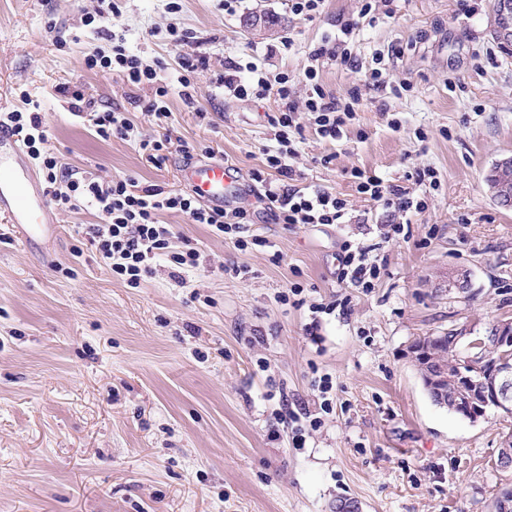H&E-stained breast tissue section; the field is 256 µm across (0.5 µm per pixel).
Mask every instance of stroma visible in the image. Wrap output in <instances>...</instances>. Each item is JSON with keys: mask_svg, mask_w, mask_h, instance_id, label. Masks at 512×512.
Wrapping results in <instances>:
<instances>
[{"mask_svg": "<svg viewBox=\"0 0 512 512\" xmlns=\"http://www.w3.org/2000/svg\"><path fill=\"white\" fill-rule=\"evenodd\" d=\"M493 0H393V14L362 25L354 64L319 63L326 90L359 89L355 120L342 138L304 124L292 162L296 188L319 185L348 200L347 224L274 223L251 199L249 234L272 249H237L177 212L161 215L172 244L196 240L203 267L176 283L170 268L130 288L113 278L85 235L88 211L55 212L51 239L25 245L13 229L0 242V512H332L336 500L361 512H492L512 470L498 451L512 415L478 421L436 406L409 353L412 341L466 322L512 319V209L490 197L486 177L512 154V53L495 38ZM118 16L85 24L97 0H0V109L20 90L46 114L51 144L68 167L102 180L179 190L186 164L179 142L201 144L238 168L243 183L275 148L279 103L236 99L213 75L231 61L301 81L310 52L355 15L358 0H325L314 20L288 0H115ZM274 17L273 30L248 28ZM197 32L207 70L191 78L196 106L171 95L157 127L115 75L84 65L109 50L103 29L125 37L174 78L184 49L169 24ZM387 53L394 97L367 84L377 52ZM128 111L144 136L169 137L162 168L135 143L100 140L74 117L59 86ZM374 172L425 195L408 215L410 235L382 247L385 271L365 292L338 281L343 241L373 244L385 211L359 196L350 171ZM432 169L436 187L415 184ZM279 261H272V253ZM74 269L73 277L58 266ZM246 276L226 274L229 266ZM456 266L471 271L464 293L442 288ZM305 305L284 303L289 284ZM348 299L346 312L312 320L310 304ZM333 382L332 410L294 447L281 401L313 407L314 382Z\"/></svg>", "mask_w": 512, "mask_h": 512, "instance_id": "35a3bbf8", "label": "stroma"}]
</instances>
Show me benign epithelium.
<instances>
[{"label": "benign epithelium", "mask_w": 512, "mask_h": 512, "mask_svg": "<svg viewBox=\"0 0 512 512\" xmlns=\"http://www.w3.org/2000/svg\"><path fill=\"white\" fill-rule=\"evenodd\" d=\"M494 30L504 42L512 41V0H493ZM491 198L497 205L512 208V156L498 160L488 182ZM469 272L452 270L446 276L448 290L465 292ZM453 346L468 353L465 367L458 369L454 385L448 386V364L423 365L421 375L427 392L439 394L440 405L452 410L476 407V420L487 409L512 410V321L500 319L479 330L465 323L450 328ZM498 466L512 469V433L502 435Z\"/></svg>", "instance_id": "7a95c632"}]
</instances>
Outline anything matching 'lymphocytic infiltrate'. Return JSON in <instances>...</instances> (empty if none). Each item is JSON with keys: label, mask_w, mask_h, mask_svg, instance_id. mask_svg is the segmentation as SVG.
<instances>
[{"label": "lymphocytic infiltrate", "mask_w": 512, "mask_h": 512, "mask_svg": "<svg viewBox=\"0 0 512 512\" xmlns=\"http://www.w3.org/2000/svg\"><path fill=\"white\" fill-rule=\"evenodd\" d=\"M377 3L378 0H360L356 16L342 22L335 36L325 38L311 52L312 63L303 71L307 87L304 99L294 97L287 73L271 78L251 62L234 64L230 71L216 76L225 95L237 99L272 97L281 104L278 115L270 119L276 130L277 146L266 151L262 167L252 173L253 181L262 188L263 199L272 206L275 223L345 224L349 221L346 199L319 186L303 190L292 186L295 171L289 160L297 152L294 135L300 130L294 117L306 113L322 138L334 141L342 137L347 120L352 119L359 108V94L353 90L347 98L340 99L327 92L317 63L323 58L351 63L356 30L362 23L373 25L381 18ZM84 64L90 70L115 73L131 88L150 89V96L141 101L140 108L161 126L170 115L171 94H178L185 105H193L190 76L205 68L208 59L195 52L182 54L178 75L172 82L162 77L160 62H147L120 44L113 45L107 53L100 50L87 53ZM59 92L68 97L71 114L87 121L100 139L135 142L146 162L157 168L165 164L168 140L142 138L126 112L119 108H98L94 100L66 86L60 87ZM0 128L10 131L23 144L28 156L42 171L46 193L57 208L86 210L102 216V223L85 224L81 230L113 277L129 287H140L155 273L161 261L181 271H193L202 265L201 251L193 243H186L180 251L170 250L171 228L159 220L160 214L165 212H179L186 215L190 223L207 225L215 236L233 239L235 246L242 250L266 245L264 239L246 237L245 209L211 208L200 204L191 194L167 191L157 185L143 187L133 178L104 181L75 175L51 148L48 124L40 112L1 110ZM351 178L358 195L385 208L407 214L423 212L427 207L424 198L401 186L385 183L377 175L355 168ZM369 252V246L364 243L344 242L338 255V281L366 292L375 288L382 267L369 260Z\"/></svg>", "instance_id": "f902f5d3"}]
</instances>
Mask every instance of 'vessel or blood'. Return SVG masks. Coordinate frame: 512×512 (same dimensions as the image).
<instances>
[{"label":"vessel or blood","instance_id":"vessel-or-blood-1","mask_svg":"<svg viewBox=\"0 0 512 512\" xmlns=\"http://www.w3.org/2000/svg\"><path fill=\"white\" fill-rule=\"evenodd\" d=\"M23 148L15 137L0 130V220L14 228L27 243L57 232L44 192L38 189L34 167L22 160ZM181 183L212 207H229L249 197L244 185L224 161H208L183 168Z\"/></svg>","mask_w":512,"mask_h":512}]
</instances>
